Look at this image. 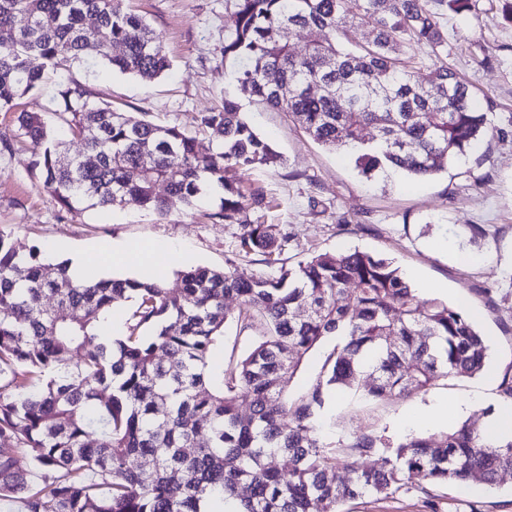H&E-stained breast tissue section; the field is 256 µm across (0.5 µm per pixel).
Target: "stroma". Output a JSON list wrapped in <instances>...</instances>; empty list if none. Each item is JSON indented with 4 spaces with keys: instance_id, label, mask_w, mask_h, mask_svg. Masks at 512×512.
Instances as JSON below:
<instances>
[{
    "instance_id": "1",
    "label": "stroma",
    "mask_w": 512,
    "mask_h": 512,
    "mask_svg": "<svg viewBox=\"0 0 512 512\" xmlns=\"http://www.w3.org/2000/svg\"><path fill=\"white\" fill-rule=\"evenodd\" d=\"M225 0H130L160 34L171 70L150 84L122 74L96 53L99 40L86 28L83 62L50 74L35 102L53 112L60 82L89 89L96 100L125 112H145L162 125L193 129L198 113L236 95L235 64L224 57L230 18ZM502 0H476L460 18L444 12L440 22L448 48H404L423 65L441 60L464 79L480 108L505 134L484 139L457 165L429 180L404 174L369 180L350 154L314 143L287 113L244 102L249 121L283 157L280 167L229 171V178L265 187L278 201L265 223L288 230L290 263L313 254L359 249L393 259L410 284L441 285L442 300L475 318L490 345L485 374L452 379L427 392L375 403L349 391L337 394L322 426L325 437L377 428L400 439L408 425L428 434L461 421L483 425L501 375L512 364V22L502 17ZM11 115L0 112V133L14 136L0 149V229L24 245L63 256L97 242L109 255L115 241L157 242L182 251L187 263L223 266L234 258L240 228L212 219L219 193L206 190L196 204L160 219L135 200L112 208L83 207L67 213L38 185L30 146L14 135ZM467 254L478 264L463 263ZM342 512H512V471L495 484L475 478L464 485L422 484L387 498L362 497Z\"/></svg>"
}]
</instances>
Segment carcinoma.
Segmentation results:
<instances>
[{
    "label": "carcinoma",
    "mask_w": 512,
    "mask_h": 512,
    "mask_svg": "<svg viewBox=\"0 0 512 512\" xmlns=\"http://www.w3.org/2000/svg\"><path fill=\"white\" fill-rule=\"evenodd\" d=\"M126 2L0 0V112L84 58L92 18L110 41L101 60L144 82L159 78L171 66L162 39ZM346 2L226 0L224 58L241 63L240 93L288 113L315 143L351 151L370 179L389 168L432 178L497 132L452 68L400 56L405 45L436 55L448 46L427 0H352L351 13ZM436 2L456 15L475 7ZM22 14L28 24L18 29ZM355 28L367 31L365 43L350 44ZM296 30L307 35L301 52L290 42ZM57 106L55 122L83 146L77 155L43 112L22 110L15 121L60 209L131 197L164 219L217 186L211 218L238 225L237 257L255 256L265 270L243 280L229 259L222 269L184 267L175 288L160 277L77 284L67 263L1 229L0 444L14 451L0 453V502L19 499L24 512H201L204 499L231 497L238 512H340L408 484H492L512 470V436L491 441L467 421L396 443L374 430L324 439L318 418L337 392L386 402L475 377L489 345L459 307L419 299L386 258L348 250L288 266V234L247 219L270 208L265 190L225 176L281 160L236 99L196 116L197 131L219 142L210 153L192 132L119 112L77 84L60 85ZM228 296L240 299L234 314ZM130 299L126 333L112 339V313ZM231 319L251 347L214 374L208 360ZM332 338L340 343L305 390L288 395L307 356ZM364 375L374 380L367 389ZM374 454L378 467L359 465ZM275 455L288 457V474L270 466Z\"/></svg>",
    "instance_id": "obj_1"
}]
</instances>
